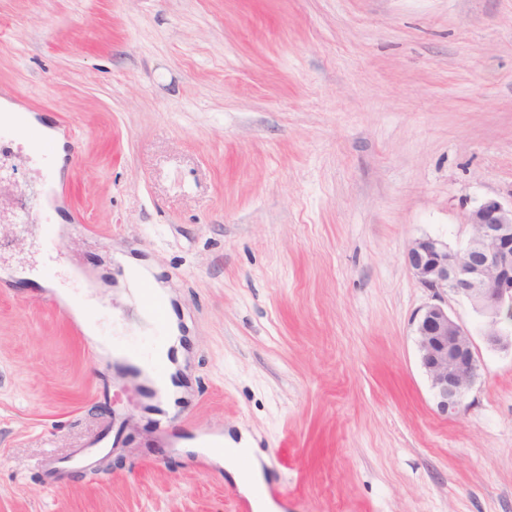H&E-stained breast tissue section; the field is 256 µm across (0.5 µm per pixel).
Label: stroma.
<instances>
[{
	"instance_id": "stroma-1",
	"label": "stroma",
	"mask_w": 512,
	"mask_h": 512,
	"mask_svg": "<svg viewBox=\"0 0 512 512\" xmlns=\"http://www.w3.org/2000/svg\"><path fill=\"white\" fill-rule=\"evenodd\" d=\"M0 89L80 136L66 185L0 140V512H245L218 463L158 453L154 408L84 339L147 352L116 268L186 350L175 420L246 429L288 512H512V352L436 411L414 239L460 249L512 194V0H0ZM44 197L65 236L42 266ZM89 309L76 331L48 307ZM96 470L44 483L109 423Z\"/></svg>"
}]
</instances>
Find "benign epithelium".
Here are the masks:
<instances>
[{
	"label": "benign epithelium",
	"instance_id": "1",
	"mask_svg": "<svg viewBox=\"0 0 512 512\" xmlns=\"http://www.w3.org/2000/svg\"><path fill=\"white\" fill-rule=\"evenodd\" d=\"M472 229L466 245L456 251L435 237L414 240L406 264L418 285L435 302L412 320L420 364L430 383L437 411L458 414L478 377L480 356L469 329L448 313L443 293L468 301L483 318L482 335L492 349L512 350V335L502 315L512 314V194L509 201L491 198L467 216Z\"/></svg>",
	"mask_w": 512,
	"mask_h": 512
}]
</instances>
